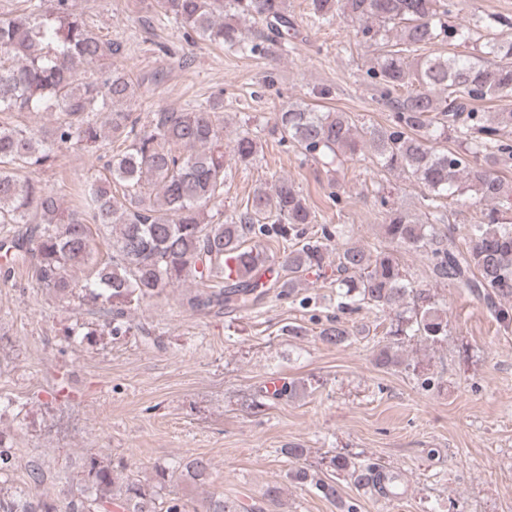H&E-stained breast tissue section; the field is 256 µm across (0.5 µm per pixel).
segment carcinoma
Wrapping results in <instances>:
<instances>
[{"instance_id":"1","label":"carcinoma","mask_w":512,"mask_h":512,"mask_svg":"<svg viewBox=\"0 0 512 512\" xmlns=\"http://www.w3.org/2000/svg\"><path fill=\"white\" fill-rule=\"evenodd\" d=\"M22 12L0 13V227L29 224V233L0 236V251L35 257L38 285L62 300L73 297L99 302L119 332L126 308L160 297L190 279L195 289L183 299L187 309H248L280 282L297 288L306 276L326 274L331 266L322 239L299 229L312 223L311 207L286 178L260 186L241 209L214 221L208 206L224 199L226 160L218 113L224 98L212 97L182 111L152 112L146 123L134 115L140 106L138 85L114 65L118 42L102 38L73 0H24ZM162 25L192 31L200 40L243 55L284 48L295 37L288 0H154ZM454 0H311L312 14L323 24L338 18L357 23L356 35L375 48L367 70L371 83L392 107L386 126L357 127L345 112H322L296 103L279 112L268 135L290 141L302 154L328 165L341 163L369 147L381 167L400 171L421 183L429 196L425 221L406 210L386 213L385 234L400 247L430 257L437 280H448L482 297L496 318L508 313L496 301L512 298V219L496 207L512 197V183L495 165L512 162V144L500 131L512 126V111L487 112L480 103L512 95V39L486 43L482 56L425 55L416 52L438 42L467 46L472 27L451 20ZM260 41H246L245 30ZM108 71L102 81L86 78L83 67ZM17 112H47L52 127L41 134L12 121ZM454 139L462 151H441L434 143ZM122 148L114 150L113 143ZM100 153L103 171L95 175L83 202L62 207L59 193L48 190L24 170L51 168L62 147ZM234 158L249 166L259 152V131L243 120L234 142ZM474 193L484 205L462 243L436 231L447 215L438 197ZM108 236L109 252L94 260L93 230ZM249 235L296 240L281 279L278 264ZM90 269L84 281L72 273ZM336 288L340 308L363 305L395 309L413 300V314L391 325L390 336L420 335L436 341L448 336V319L428 289L406 281L389 252H371L354 243L336 252ZM350 336L338 321L321 331L330 345ZM338 471H352L359 484L388 495L382 467L355 466L334 459ZM210 460L188 458L170 470L158 468L153 483L124 476L104 457L86 463L94 493L71 498L64 510L47 498H18L0 487V512H187V504L166 495L174 475L203 484ZM294 480L310 483L323 498L339 497L336 484L306 470ZM242 502L222 494L208 496L201 512H243Z\"/></svg>"}]
</instances>
